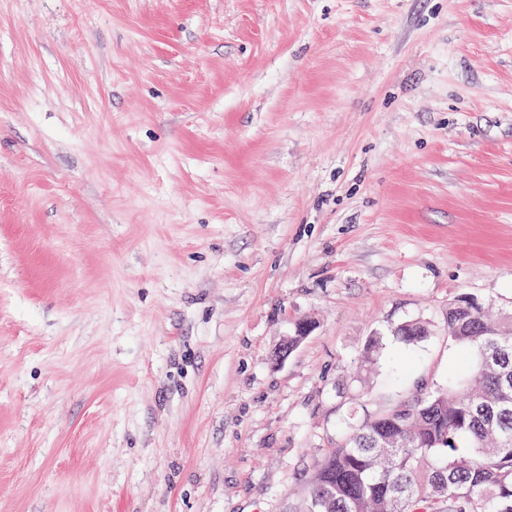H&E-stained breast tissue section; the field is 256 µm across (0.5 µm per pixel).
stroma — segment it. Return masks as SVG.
Here are the masks:
<instances>
[{
  "mask_svg": "<svg viewBox=\"0 0 512 512\" xmlns=\"http://www.w3.org/2000/svg\"><path fill=\"white\" fill-rule=\"evenodd\" d=\"M462 294L512 309V0H0V512H303Z\"/></svg>",
  "mask_w": 512,
  "mask_h": 512,
  "instance_id": "1",
  "label": "stroma"
}]
</instances>
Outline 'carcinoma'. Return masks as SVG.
I'll return each mask as SVG.
<instances>
[{"label": "carcinoma", "instance_id": "obj_1", "mask_svg": "<svg viewBox=\"0 0 512 512\" xmlns=\"http://www.w3.org/2000/svg\"><path fill=\"white\" fill-rule=\"evenodd\" d=\"M448 339L471 368L357 425L313 470L306 512H512V311L448 304ZM415 342L416 323L394 330Z\"/></svg>", "mask_w": 512, "mask_h": 512}]
</instances>
